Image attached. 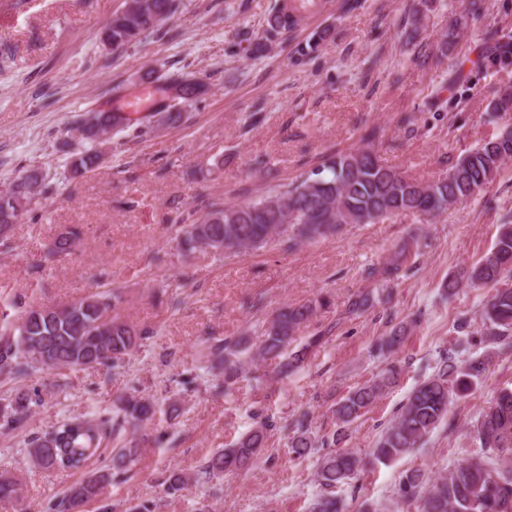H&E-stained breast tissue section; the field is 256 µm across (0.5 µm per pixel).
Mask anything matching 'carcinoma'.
<instances>
[{"instance_id": "1", "label": "carcinoma", "mask_w": 512, "mask_h": 512, "mask_svg": "<svg viewBox=\"0 0 512 512\" xmlns=\"http://www.w3.org/2000/svg\"><path fill=\"white\" fill-rule=\"evenodd\" d=\"M177 0H127L115 12L100 40L112 51L122 50L157 29L177 9ZM480 0H468L463 12L448 24L439 46L446 55L468 25L480 16ZM479 59L507 69L512 66V32L496 30L485 37ZM173 91L172 111L158 112L138 129L146 137L155 126L174 125L183 118L180 109L204 91L205 84L190 73L169 77ZM129 125L122 112L89 110L77 130L83 140L99 144L112 131ZM379 135L366 130L367 145L354 151L334 153L310 173L269 191L255 201L224 206L211 202L187 215L172 220L178 225V244L184 251L211 249L223 252L256 250L277 237L296 243L326 240L345 224H371L403 213L438 217L449 209L473 199L491 184L512 160V132L481 142L453 161L447 172L421 182L383 163L372 148ZM105 159L94 148L72 156L76 175L92 170ZM48 192L43 173L31 169L18 176L0 193V241L7 240L25 209L38 196ZM80 230L72 227L53 242L51 253H69ZM408 258L401 250L386 265L372 268L368 276L389 286L399 278ZM494 284L495 292L480 310L479 344L483 351L461 355L462 339L474 333V319L462 315L453 347L439 358L431 375L418 382L397 409L394 418L381 431L370 455L378 463L393 462L422 446L448 417L453 399L466 394L482 380L491 364V353L500 346H512V215L502 218L499 233L491 248L478 262L457 268L448 275L444 291L452 297L465 286ZM122 296L115 290L93 293L62 306L34 305L25 310L13 337L0 346V374L23 375L35 368L98 367L117 368L125 357L142 345L148 332L124 320L115 312ZM375 295L361 292L349 300L345 314L357 317L370 309ZM329 299L291 304L281 308L266 325L263 342L250 361L278 359V375L288 379L305 366L311 350L321 345L325 333L319 331L305 339L299 333L307 327L318 308ZM408 323L394 326L377 346L379 352L393 355L407 340ZM248 353L240 338L224 339L209 351L210 369L224 377L222 387L229 393L241 377ZM400 368L390 363L372 380L349 390L332 408L336 429L321 436L312 428L309 413L294 420L288 441L296 459L316 457L315 480L322 489L313 512H344L345 505L336 490L355 479L363 470V459L346 448L350 427L362 418L399 381ZM32 397L16 388L8 403L0 404V417L11 428L23 424ZM155 413L154 402L135 393L117 398L115 417L99 421L61 420L43 437L32 443L29 455L43 470L78 469L99 450L106 430L125 426L137 430ZM272 424L261 419L232 447L214 453L203 465V474L220 477L244 470L265 452ZM475 451L463 463L435 478L419 469L405 471L399 483L395 510L415 505L416 512H512V389H504L483 409L473 424ZM138 445L124 446L112 457V469L123 470L134 464ZM106 470L93 473L72 486L54 504L59 512H83L85 504L96 498L109 480Z\"/></svg>"}]
</instances>
